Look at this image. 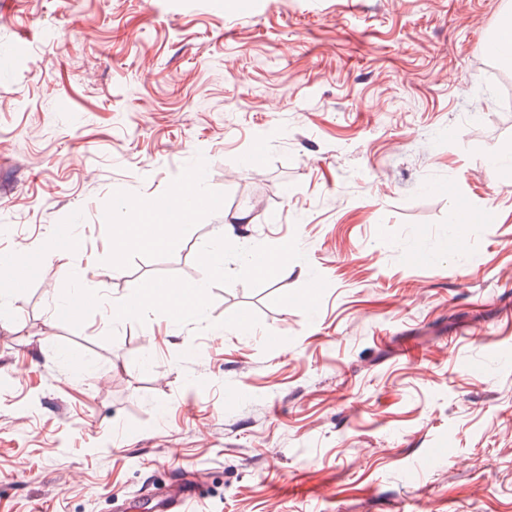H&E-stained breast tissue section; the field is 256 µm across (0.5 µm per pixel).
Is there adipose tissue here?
Returning <instances> with one entry per match:
<instances>
[{
    "label": "adipose tissue",
    "instance_id": "adipose-tissue-1",
    "mask_svg": "<svg viewBox=\"0 0 512 512\" xmlns=\"http://www.w3.org/2000/svg\"><path fill=\"white\" fill-rule=\"evenodd\" d=\"M200 182L189 180L175 191V203H164L137 210L125 223L114 225L111 252L113 258L122 255L134 245L153 248L163 245L165 239L179 231L184 223L190 206L202 197ZM135 305H112L113 318L126 317L133 307H149L169 310L171 301L186 300L193 310L203 307L204 286L200 283L182 284L179 282H160L142 284L134 291Z\"/></svg>",
    "mask_w": 512,
    "mask_h": 512
}]
</instances>
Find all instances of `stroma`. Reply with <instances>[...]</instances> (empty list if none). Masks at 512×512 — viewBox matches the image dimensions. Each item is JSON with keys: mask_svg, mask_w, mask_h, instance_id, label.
Masks as SVG:
<instances>
[{"mask_svg": "<svg viewBox=\"0 0 512 512\" xmlns=\"http://www.w3.org/2000/svg\"><path fill=\"white\" fill-rule=\"evenodd\" d=\"M512 0H0V512H512ZM198 174L164 246L112 226ZM485 213L452 247L459 203ZM248 210L284 278L200 254ZM200 313L113 320L133 285ZM108 303L78 318L72 289ZM92 378H82V371ZM484 50L501 59L503 62L512 64V15L511 13L502 17L495 33L484 44ZM40 253L47 256L50 261H56L62 274H67L71 265L72 251L61 246L55 239L49 238L41 245ZM133 297L137 298L136 306L129 304H112V319L125 318L134 308L149 307L170 312L172 300H186L192 304L191 310L199 312L203 307L204 283L182 284L179 282H160L156 284L136 285ZM184 314V315H185ZM196 495L191 491L173 490V493L160 494L155 503L159 512H190L186 503Z\"/></svg>", "mask_w": 512, "mask_h": 512, "instance_id": "1", "label": "stroma"}]
</instances>
